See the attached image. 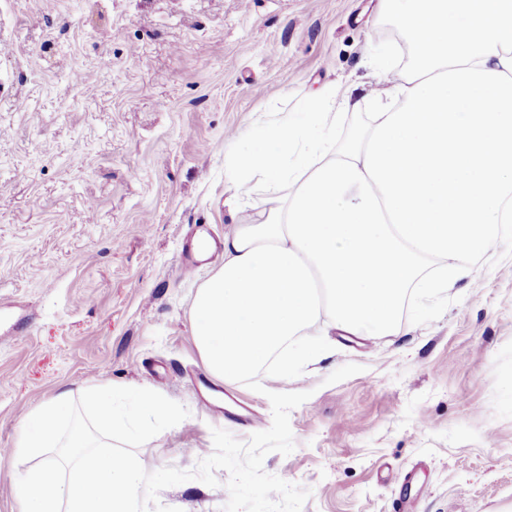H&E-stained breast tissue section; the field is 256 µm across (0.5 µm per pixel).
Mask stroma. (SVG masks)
I'll list each match as a JSON object with an SVG mask.
<instances>
[{
    "label": "stroma",
    "mask_w": 512,
    "mask_h": 512,
    "mask_svg": "<svg viewBox=\"0 0 512 512\" xmlns=\"http://www.w3.org/2000/svg\"><path fill=\"white\" fill-rule=\"evenodd\" d=\"M384 0H0V512L27 465L19 422L64 388L155 390L189 417L137 448L147 471L194 469L212 431L272 423L267 391L309 392L265 472L308 489L302 512H512V257L490 250L437 320L331 351L264 393L215 378L192 300L223 251L181 269L199 233L263 218L224 203L230 146L284 96L334 83L361 98ZM229 392L224 413L201 397ZM192 479L160 504L223 512Z\"/></svg>",
    "instance_id": "35a3bbf8"
}]
</instances>
